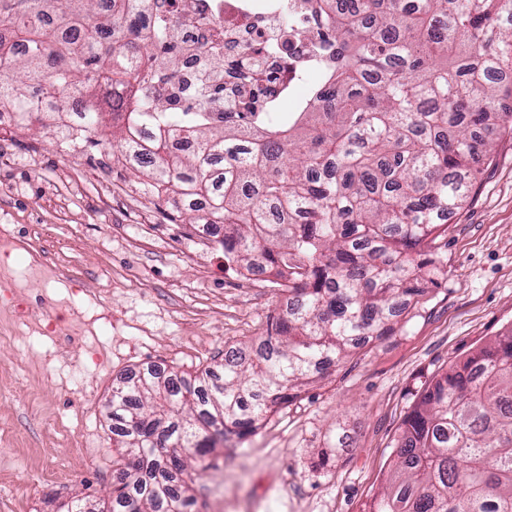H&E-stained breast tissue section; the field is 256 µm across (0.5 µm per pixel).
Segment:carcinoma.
<instances>
[{"label":"carcinoma","mask_w":512,"mask_h":512,"mask_svg":"<svg viewBox=\"0 0 512 512\" xmlns=\"http://www.w3.org/2000/svg\"><path fill=\"white\" fill-rule=\"evenodd\" d=\"M0 0V24L27 44L0 41V96L41 109L18 85H41L57 107L90 87L116 98L85 101L56 139L106 146L111 110L118 150L143 176V194L187 217L224 228V266L255 260L288 270L277 280L287 310L269 316L261 352H224L219 369L186 377L147 371L112 385V434L124 453L112 499L69 503L72 512H193L194 485L214 468L217 440L255 433L277 406L393 318L447 281L452 215L472 190L475 165L494 132L512 125V0H307L291 19L319 33L322 81L291 114L288 91L213 112L224 87L200 83L180 108L150 90L187 61L157 19L134 35L148 0ZM228 63L245 76L248 47ZM196 150L171 154L174 139ZM203 196L208 207L184 204ZM397 460L366 512H512V333L449 366L402 423Z\"/></svg>","instance_id":"cac0c4a2"}]
</instances>
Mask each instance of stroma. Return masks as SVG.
Wrapping results in <instances>:
<instances>
[{
    "label": "stroma",
    "mask_w": 512,
    "mask_h": 512,
    "mask_svg": "<svg viewBox=\"0 0 512 512\" xmlns=\"http://www.w3.org/2000/svg\"><path fill=\"white\" fill-rule=\"evenodd\" d=\"M0 155V225L25 227L0 239V512H61L112 491L113 380L194 374L232 346L255 355L279 299L171 222L113 149L68 158L45 128L16 126ZM446 263V283L391 335L219 447L195 487L205 512H364L425 386L512 330V134L499 133L449 217Z\"/></svg>",
    "instance_id": "35a3bbf8"
}]
</instances>
